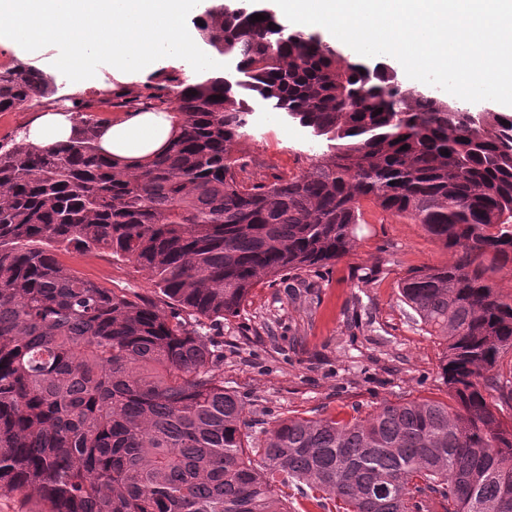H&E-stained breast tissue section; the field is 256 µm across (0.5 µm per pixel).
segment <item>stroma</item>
<instances>
[{"label":"stroma","mask_w":512,"mask_h":512,"mask_svg":"<svg viewBox=\"0 0 512 512\" xmlns=\"http://www.w3.org/2000/svg\"><path fill=\"white\" fill-rule=\"evenodd\" d=\"M148 75L117 80L109 65L93 78H59L58 94L96 100L123 88L141 90ZM254 128L244 143L254 179L306 170L325 148L261 98H249ZM454 256L421 225L360 203L351 250L325 266L261 284L238 316L210 329L224 346V385L245 402L248 434L259 436L280 417L322 413L365 415L384 402L448 397L443 347L416 324L399 285L415 268ZM64 264L107 287L149 297L145 270L101 253L71 251Z\"/></svg>","instance_id":"stroma-1"}]
</instances>
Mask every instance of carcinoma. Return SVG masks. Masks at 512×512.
Returning a JSON list of instances; mask_svg holds the SVG:
<instances>
[{"mask_svg": "<svg viewBox=\"0 0 512 512\" xmlns=\"http://www.w3.org/2000/svg\"><path fill=\"white\" fill-rule=\"evenodd\" d=\"M198 31L243 80L170 72L154 95H121L174 125L166 151L132 166L98 146L97 105L112 99L68 107L54 76L0 69V112L51 97L77 113L65 143L0 144V492L25 489L42 512H294L295 484L336 512H512V391L499 385L512 293L497 288L512 275V119L347 63L263 8L208 6ZM240 88L326 151L299 175L251 181ZM364 199L455 255L400 283L444 345L453 404L287 416L252 437L205 329L260 283L342 257ZM72 248L149 271L154 297L84 277L59 259Z\"/></svg>", "mask_w": 512, "mask_h": 512, "instance_id": "obj_1", "label": "carcinoma"}]
</instances>
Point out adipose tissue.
Masks as SVG:
<instances>
[{
	"instance_id": "adipose-tissue-1",
	"label": "adipose tissue",
	"mask_w": 512,
	"mask_h": 512,
	"mask_svg": "<svg viewBox=\"0 0 512 512\" xmlns=\"http://www.w3.org/2000/svg\"><path fill=\"white\" fill-rule=\"evenodd\" d=\"M76 119L70 112H42L27 126V140L46 148L69 140ZM172 121L166 112H132L122 120L102 124L99 146L103 153L139 160L165 150L171 140Z\"/></svg>"
}]
</instances>
